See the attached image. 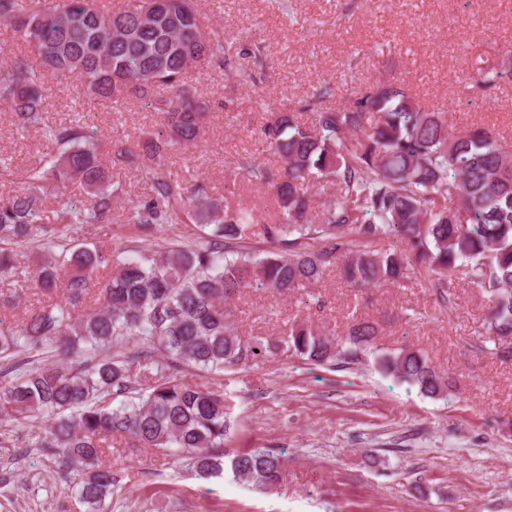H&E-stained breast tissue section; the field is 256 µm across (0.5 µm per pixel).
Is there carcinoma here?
Instances as JSON below:
<instances>
[{
    "label": "carcinoma",
    "mask_w": 512,
    "mask_h": 512,
    "mask_svg": "<svg viewBox=\"0 0 512 512\" xmlns=\"http://www.w3.org/2000/svg\"><path fill=\"white\" fill-rule=\"evenodd\" d=\"M0 21L13 25L36 63L21 58L0 70V102L19 129L40 127L57 152L41 160L20 193L0 202V275L14 268L13 247L37 245L48 256L37 287L67 274V297L32 312L22 325L0 317V361L30 351L46 356L38 367L11 364L0 370V408L21 422L45 412L52 422L36 447L77 476L79 501L102 512L115 476L100 466L112 435L143 448L169 452L208 480L229 471L234 478L269 488L282 479L284 455L272 448L224 451L231 436L224 396L182 380L183 368L217 373L259 361L271 353L266 337L242 340L227 300L246 288L288 295L321 282L342 266L358 287L399 285L413 259L426 265L432 287H448L462 272L486 298L485 332L512 336V153L497 131L481 122L454 131L444 112L428 111L402 82H382L347 104L324 107L333 89L325 84L295 112H272L262 129L268 148L282 161L278 174L243 156L239 169L270 187L281 209L275 224L247 209L227 212L198 185L183 193L164 175L168 153L200 141L209 105L183 88L195 63L228 70L232 56L218 33L202 34L195 0H141L114 11L92 0H0ZM76 75L95 99L116 103L131 93L151 103L169 128L163 140L141 151L119 153L121 163L151 176L153 197L132 200L129 221L139 232L130 255L99 280L112 255L79 245L72 224L105 222L113 190L94 138L76 122L48 124L45 73ZM502 73L478 67L473 85L487 89ZM74 180L95 203L61 208L57 221L43 219L48 188L62 192ZM324 184L336 192L315 198ZM166 224H196L192 246L153 248V233ZM278 244L258 256L241 245L245 231ZM397 236L405 249L380 253L371 245ZM376 328L356 322L345 344L303 321L284 343L317 366L369 358L385 376L428 398H448L452 385L419 350L384 351ZM148 353L142 369L161 377L136 387L128 344ZM74 354L64 367L52 358ZM118 405H112L114 400Z\"/></svg>",
    "instance_id": "cac0c4a2"
}]
</instances>
